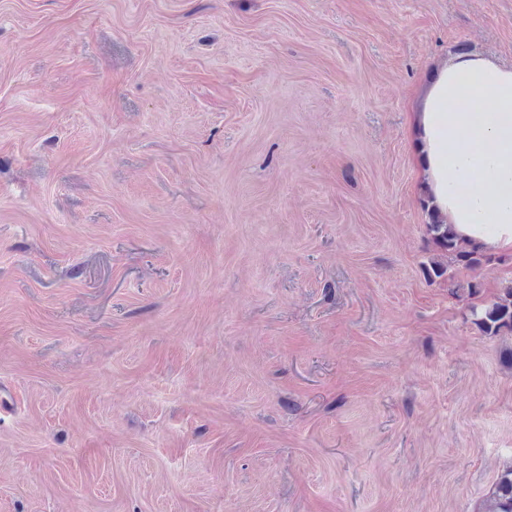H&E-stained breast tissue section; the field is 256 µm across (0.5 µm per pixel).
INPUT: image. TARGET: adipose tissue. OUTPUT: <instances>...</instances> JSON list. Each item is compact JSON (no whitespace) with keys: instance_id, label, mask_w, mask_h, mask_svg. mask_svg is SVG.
<instances>
[{"instance_id":"1","label":"adipose tissue","mask_w":512,"mask_h":512,"mask_svg":"<svg viewBox=\"0 0 512 512\" xmlns=\"http://www.w3.org/2000/svg\"><path fill=\"white\" fill-rule=\"evenodd\" d=\"M413 133L424 187L455 234L512 255V68L450 59L418 97Z\"/></svg>"}]
</instances>
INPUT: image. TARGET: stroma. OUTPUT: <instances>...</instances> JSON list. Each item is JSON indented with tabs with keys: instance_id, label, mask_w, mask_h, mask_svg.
I'll use <instances>...</instances> for the list:
<instances>
[{
	"instance_id": "1",
	"label": "stroma",
	"mask_w": 512,
	"mask_h": 512,
	"mask_svg": "<svg viewBox=\"0 0 512 512\" xmlns=\"http://www.w3.org/2000/svg\"><path fill=\"white\" fill-rule=\"evenodd\" d=\"M461 51L512 0H0V512H478L512 256L431 241L411 132ZM471 322L486 336L512 337V287L496 300L471 308Z\"/></svg>"
}]
</instances>
